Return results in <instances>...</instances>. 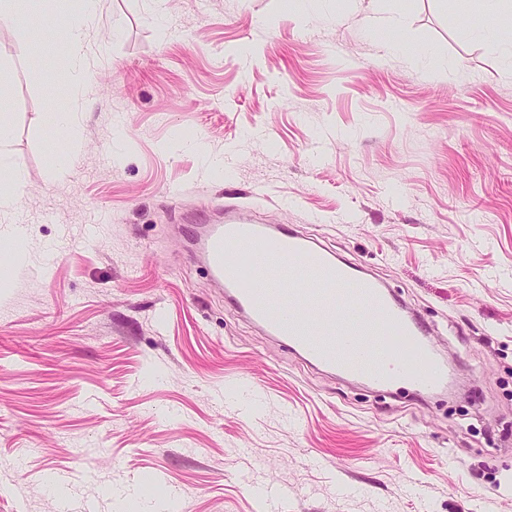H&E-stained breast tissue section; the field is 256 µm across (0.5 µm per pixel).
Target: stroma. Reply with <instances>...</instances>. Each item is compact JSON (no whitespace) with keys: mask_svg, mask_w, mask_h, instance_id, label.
Segmentation results:
<instances>
[{"mask_svg":"<svg viewBox=\"0 0 512 512\" xmlns=\"http://www.w3.org/2000/svg\"><path fill=\"white\" fill-rule=\"evenodd\" d=\"M488 9L103 0L75 47L0 28L27 171L0 209L22 260L0 512H512V68L470 31ZM230 204L364 266L462 397L266 335L189 257L183 225Z\"/></svg>","mask_w":512,"mask_h":512,"instance_id":"stroma-1","label":"stroma"}]
</instances>
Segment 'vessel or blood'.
<instances>
[{
	"mask_svg": "<svg viewBox=\"0 0 512 512\" xmlns=\"http://www.w3.org/2000/svg\"><path fill=\"white\" fill-rule=\"evenodd\" d=\"M192 256L239 311L317 365L425 391L446 378L419 317L384 284L293 228L233 214L197 225Z\"/></svg>",
	"mask_w": 512,
	"mask_h": 512,
	"instance_id": "obj_1",
	"label": "vessel or blood"
}]
</instances>
